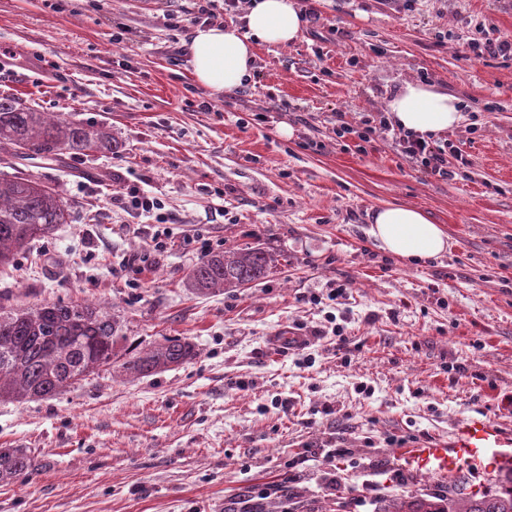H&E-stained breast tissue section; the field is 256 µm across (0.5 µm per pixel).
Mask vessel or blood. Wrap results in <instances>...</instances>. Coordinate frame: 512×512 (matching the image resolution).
Listing matches in <instances>:
<instances>
[{"label":"vessel or blood","instance_id":"b4317fda","mask_svg":"<svg viewBox=\"0 0 512 512\" xmlns=\"http://www.w3.org/2000/svg\"><path fill=\"white\" fill-rule=\"evenodd\" d=\"M399 455L409 467L449 477L469 472L487 457L500 465L512 462V439L488 421L471 418L456 427L452 442L417 444L400 449Z\"/></svg>","mask_w":512,"mask_h":512}]
</instances>
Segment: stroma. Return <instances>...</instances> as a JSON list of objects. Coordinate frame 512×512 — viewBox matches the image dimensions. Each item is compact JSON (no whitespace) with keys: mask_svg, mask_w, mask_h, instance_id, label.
<instances>
[{"mask_svg":"<svg viewBox=\"0 0 512 512\" xmlns=\"http://www.w3.org/2000/svg\"><path fill=\"white\" fill-rule=\"evenodd\" d=\"M303 7L314 17L295 42L257 45L252 81L214 95L191 73L196 0H0V92L122 144L0 160V175L36 176L70 207L0 269V307L102 304L132 346L179 336L198 350L148 378L103 367L57 398L0 402V448L38 461L0 484V512H224L283 480L287 512H374L383 497L453 489L396 449L451 439L471 417L512 434V60L462 59L471 40L512 42V0ZM407 80L466 103L443 137L454 178L421 171L388 131L362 152L334 139L337 113L359 123ZM117 189L163 203L166 250ZM384 203L445 226L448 253L380 250L368 214ZM245 246L276 258L267 278L186 288L206 251ZM290 331L304 352L274 345Z\"/></svg>","mask_w":512,"mask_h":512,"instance_id":"obj_1","label":"stroma"}]
</instances>
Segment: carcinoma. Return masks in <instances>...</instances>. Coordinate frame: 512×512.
I'll return each instance as SVG.
<instances>
[{
  "label": "carcinoma",
  "instance_id": "cac0c4a2",
  "mask_svg": "<svg viewBox=\"0 0 512 512\" xmlns=\"http://www.w3.org/2000/svg\"><path fill=\"white\" fill-rule=\"evenodd\" d=\"M25 161L68 154L118 153L122 144L110 127L75 122L40 112L17 98L0 94V151ZM69 207L57 190L29 177H0V267L14 265L34 241L68 223ZM274 259L258 247L206 255L188 274L186 287L197 294L236 291L265 279ZM126 336L117 316L90 304H41L0 312V400L50 399L104 366L140 379L186 364L196 346L183 337L123 351ZM36 468L25 448H0V483ZM288 485L271 500L240 499L224 512H284ZM375 512H512V467L495 488L454 495H403L388 498Z\"/></svg>",
  "mask_w": 512,
  "mask_h": 512
}]
</instances>
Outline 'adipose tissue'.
Here are the masks:
<instances>
[{"mask_svg":"<svg viewBox=\"0 0 512 512\" xmlns=\"http://www.w3.org/2000/svg\"><path fill=\"white\" fill-rule=\"evenodd\" d=\"M304 21L295 0H253L244 26L208 25L190 38V65L196 83L212 94L233 92L253 78L256 43L285 46L296 41ZM393 125L427 140L456 128L462 101L433 86L405 82L386 103ZM368 235L383 251L408 260H427L448 252L450 238L442 225L422 210L403 204L377 208Z\"/></svg>","mask_w":512,"mask_h":512,"instance_id":"obj_1","label":"adipose tissue"}]
</instances>
